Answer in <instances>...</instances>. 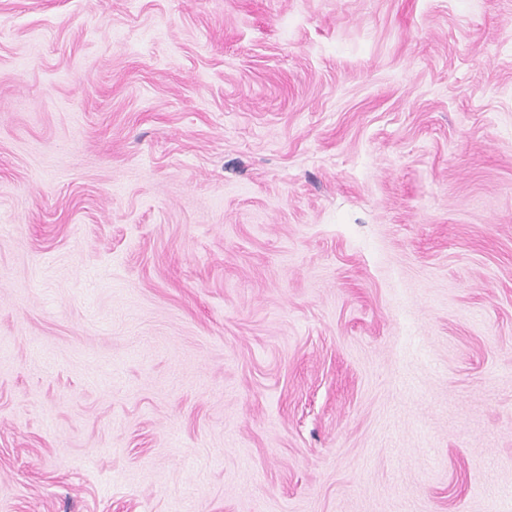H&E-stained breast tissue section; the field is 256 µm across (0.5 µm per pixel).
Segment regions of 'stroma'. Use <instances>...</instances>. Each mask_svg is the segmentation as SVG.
<instances>
[{"mask_svg":"<svg viewBox=\"0 0 512 512\" xmlns=\"http://www.w3.org/2000/svg\"><path fill=\"white\" fill-rule=\"evenodd\" d=\"M0 512H512V0H0Z\"/></svg>","mask_w":512,"mask_h":512,"instance_id":"obj_1","label":"stroma"}]
</instances>
